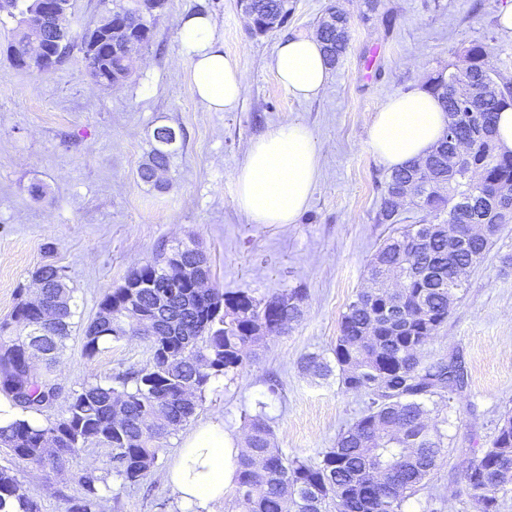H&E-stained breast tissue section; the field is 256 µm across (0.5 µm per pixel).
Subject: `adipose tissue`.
<instances>
[{"mask_svg":"<svg viewBox=\"0 0 512 512\" xmlns=\"http://www.w3.org/2000/svg\"><path fill=\"white\" fill-rule=\"evenodd\" d=\"M181 51L191 64L198 97L216 112L234 110L245 79L224 52L212 18L202 12L180 20ZM279 83L293 97L317 96L328 76L317 36L298 34L280 42L274 59ZM447 117L427 86L389 98L369 127L372 152L391 169L424 157L443 136ZM319 168L309 131L291 123L255 141L235 177V203L255 224H293L304 211ZM239 450L223 419L196 426L183 440L167 481L190 512H215L236 477Z\"/></svg>","mask_w":512,"mask_h":512,"instance_id":"adipose-tissue-1","label":"adipose tissue"}]
</instances>
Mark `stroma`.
I'll return each instance as SVG.
<instances>
[{
    "mask_svg": "<svg viewBox=\"0 0 512 512\" xmlns=\"http://www.w3.org/2000/svg\"><path fill=\"white\" fill-rule=\"evenodd\" d=\"M351 20L342 62L316 98H294L273 68L277 44L312 34L329 3ZM512 0H290L284 26L252 32L238 0H167L149 47L135 55L134 74L115 88L97 85L80 51L47 73L24 71L6 57L14 22L0 16V318L18 302L19 285L52 256L66 266L78 312L89 318L109 288L159 250L196 241L212 260L213 284L261 298L300 286L306 313L288 335L268 339L256 361L235 379L213 380L196 420L223 417L242 436L241 415L266 398L277 379L280 395L266 413L286 455L318 459L366 407L363 394L344 392L335 377L315 378L298 366L309 352L330 355L347 304L365 284L366 265L391 231L375 221L387 167L368 145L372 117L391 96L458 72L474 43L495 54L512 80V31L499 22ZM213 19L224 51L245 77L237 108L213 112L199 100L191 66L180 51L179 22L188 12ZM298 123L311 133L319 175L293 224H253L234 201L235 176L252 143ZM183 128L186 141L157 190L136 177L157 126ZM43 188L36 196L35 188ZM512 225L472 272L447 322L426 346L429 359L460 355L469 384L453 411L435 413L448 434L446 461L406 512H473L461 465L472 445L487 446L500 414L512 410ZM147 345L129 336L85 357L71 340L57 367L63 388L98 375L140 367ZM267 399V398H266ZM181 434L171 435L151 476L115 486L106 512H182L166 474ZM43 512H65L75 483L39 470L27 473Z\"/></svg>",
    "mask_w": 512,
    "mask_h": 512,
    "instance_id": "35a3bbf8",
    "label": "stroma"
}]
</instances>
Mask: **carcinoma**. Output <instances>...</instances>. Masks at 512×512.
I'll use <instances>...</instances> for the list:
<instances>
[{"mask_svg":"<svg viewBox=\"0 0 512 512\" xmlns=\"http://www.w3.org/2000/svg\"><path fill=\"white\" fill-rule=\"evenodd\" d=\"M159 0H101L108 20L80 33L60 20L66 49H80L90 75L109 85L132 74L127 44L153 40L152 18ZM289 0H249L257 30H274L288 19ZM318 36L331 66L344 57L348 15L326 9ZM466 67L439 74L430 90L448 117L443 137L424 158L386 177L375 223L398 228L367 264L369 287L349 302L332 349L333 359L308 353L300 369L340 387L364 393V413L339 432L334 447L316 463L288 457L274 445L265 414L244 412L245 438L237 461L234 498L241 512H402L404 502L427 487L446 457L445 435L429 422L468 385L456 356L428 362L425 346L448 319L470 274L481 265L503 226L512 224V151L494 139L496 119L512 108V81L501 77L493 52L482 44L464 50ZM470 151L450 167L456 144ZM185 142L180 127L153 132L148 159L137 177L157 184ZM426 212L420 224H403L405 205ZM180 267L211 272L195 241L157 253L106 291L94 315L77 319L67 267L45 261L33 272L40 299L25 297L0 321V395L22 418L0 427V512H42L24 480L30 469L58 475L77 453L90 447L112 452V471L86 466L74 474L79 494L67 512H104L112 480L137 485L157 465L163 441L200 410L212 380L233 377L256 347L289 333L304 318L306 290L288 288L257 299L247 291L211 286L202 294L180 285L168 298L174 325L147 336L146 363L73 386L64 408L54 412L62 387L54 374L68 342L78 337L93 358L114 342L138 334L134 318L151 310L158 294L171 289ZM402 280L399 317L390 316L389 276ZM43 417L33 426L26 416ZM475 512H499L497 494L512 485V414L502 415L486 448L469 449L462 468Z\"/></svg>","mask_w":512,"mask_h":512,"instance_id":"cac0c4a2","label":"carcinoma"}]
</instances>
